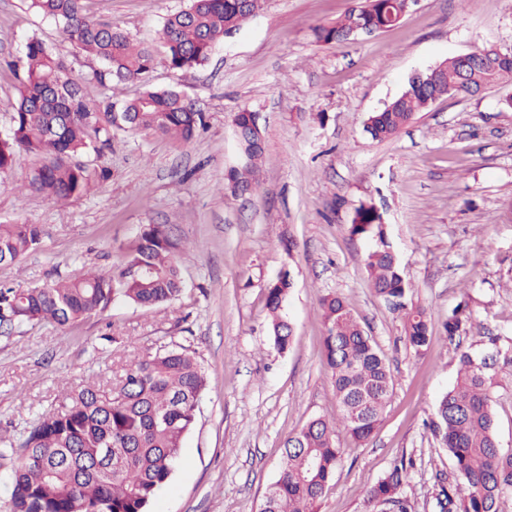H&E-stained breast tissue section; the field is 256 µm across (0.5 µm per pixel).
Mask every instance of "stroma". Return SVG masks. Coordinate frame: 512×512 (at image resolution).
I'll list each match as a JSON object with an SVG mask.
<instances>
[{
	"label": "stroma",
	"instance_id": "obj_1",
	"mask_svg": "<svg viewBox=\"0 0 512 512\" xmlns=\"http://www.w3.org/2000/svg\"><path fill=\"white\" fill-rule=\"evenodd\" d=\"M188 0H83L87 16L153 40ZM350 0H265L261 12L187 72L157 65L148 83L120 90L92 78L98 62L62 38L26 0H0V133L20 85L12 62L29 39L54 44L89 104L131 99L144 85L174 87L197 101L208 128L183 145L147 132H120L101 162L110 176L58 205L22 192L34 161L0 177V223L45 225L41 247L0 281L43 286L87 269L111 272L144 224H167L185 245L186 288L152 309L123 303L68 326L43 322L0 335V436L16 435L85 381L112 388L127 361L179 345L196 350L207 374L180 462L153 512H259L279 475L285 439L310 418L339 413L323 352L321 297L346 299L388 360L393 391L381 424L363 444L343 430V451L320 512H364L368 489L403 457L414 458L418 503L431 475L449 470L427 423L454 381L456 345L443 324L467 303L470 334L512 336V83L444 98L398 135L364 130L414 71L478 46L512 50V0H418L394 27L341 44L312 29ZM258 112L264 150L251 191L232 194L224 174L240 165L237 112ZM382 213L387 236L433 324L426 354L406 345L403 323L373 291L367 240L349 226L361 203ZM289 272L285 313L294 327L274 349L265 284Z\"/></svg>",
	"mask_w": 512,
	"mask_h": 512
}]
</instances>
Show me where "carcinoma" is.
Returning a JSON list of instances; mask_svg holds the SVG:
<instances>
[{
  "label": "carcinoma",
  "instance_id": "obj_1",
  "mask_svg": "<svg viewBox=\"0 0 512 512\" xmlns=\"http://www.w3.org/2000/svg\"><path fill=\"white\" fill-rule=\"evenodd\" d=\"M29 8L53 20L65 41L100 63L92 78L102 85L143 81L162 63L188 70L206 63L224 38L259 13L264 0H191L169 15L156 42H135L117 25L98 23L82 0H28ZM412 0H353L331 24L313 28L317 41L344 43L358 30L369 33L396 26ZM23 78L11 124L0 134V175L18 156L36 160L23 189L55 202L77 198L110 176L97 164L112 148L118 131H147L189 143L206 126V114L175 89L148 88L117 106L112 100L92 106L67 72L56 48L30 39L19 60ZM454 57L411 74L403 91L371 114L366 131L376 141L395 137L435 97L466 96L471 88L512 82V65L473 69L468 85ZM245 165L229 171L231 192L247 191L262 154L259 116L235 115ZM350 234L372 242L365 269L374 293L403 319L407 344L416 352L431 342L426 310L413 302V288L389 241L383 216L361 204ZM41 224H0V266L17 264L40 247ZM185 250L165 224H145L124 247L112 273L87 272L42 286L0 283V332L10 335L48 321L66 326L123 302L153 308L179 300L185 289ZM293 282L282 272L266 287L265 306L273 343L284 351L293 342L284 309ZM325 360L332 373L340 414L330 422L309 420L285 444L280 475L265 492L260 512H320L326 490L342 460L336 428L357 442L368 440L391 397L385 356L353 314L346 300L328 294L320 300ZM464 309L448 314L452 341L467 335ZM512 372V336L487 332L461 350L454 383L439 400L429 428L435 443L453 463L449 476L435 474V492L425 505L432 512H502L512 497V449L499 446L494 388L501 372ZM207 385L196 351L180 346L137 357L124 368L119 386L105 391L93 384L40 414L9 445L0 460H11L5 476L9 512H150L180 460L184 436L195 421ZM411 459H400L365 495L366 512H417L408 494Z\"/></svg>",
  "mask_w": 512,
  "mask_h": 512
}]
</instances>
